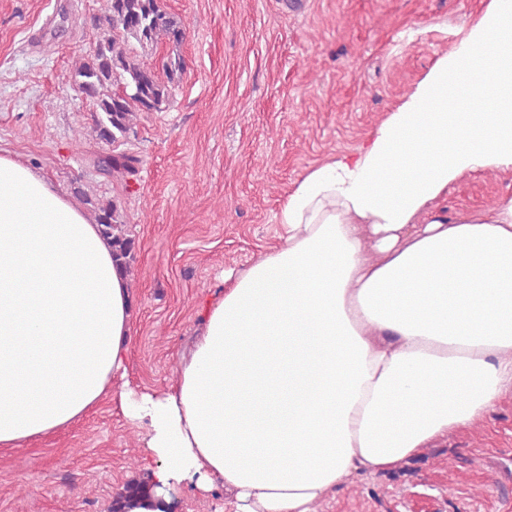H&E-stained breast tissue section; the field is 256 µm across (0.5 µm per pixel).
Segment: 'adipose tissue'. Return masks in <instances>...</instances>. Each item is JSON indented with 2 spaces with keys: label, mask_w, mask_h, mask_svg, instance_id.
Returning a JSON list of instances; mask_svg holds the SVG:
<instances>
[{
  "label": "adipose tissue",
  "mask_w": 512,
  "mask_h": 512,
  "mask_svg": "<svg viewBox=\"0 0 512 512\" xmlns=\"http://www.w3.org/2000/svg\"><path fill=\"white\" fill-rule=\"evenodd\" d=\"M512 171V0H491L357 153L286 194L279 243L208 300L167 391L131 386V290L100 225L0 151V447L111 395L162 459L240 512H317L512 395V197L450 222L465 175Z\"/></svg>",
  "instance_id": "1"
}]
</instances>
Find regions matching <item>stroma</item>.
Segmentation results:
<instances>
[{"instance_id": "stroma-1", "label": "stroma", "mask_w": 512, "mask_h": 512, "mask_svg": "<svg viewBox=\"0 0 512 512\" xmlns=\"http://www.w3.org/2000/svg\"><path fill=\"white\" fill-rule=\"evenodd\" d=\"M490 0H164L183 71L163 111L98 139L69 76L105 29V0H0V149L75 204L120 198L134 241L131 385L165 391L203 331L201 305L275 247L276 214L311 167L357 152ZM138 158L121 179L104 158ZM512 195V172L462 177L436 213ZM145 431L103 398L65 428L0 447V512H225L222 485L160 486ZM318 512H512V398L393 472L364 476Z\"/></svg>"}]
</instances>
